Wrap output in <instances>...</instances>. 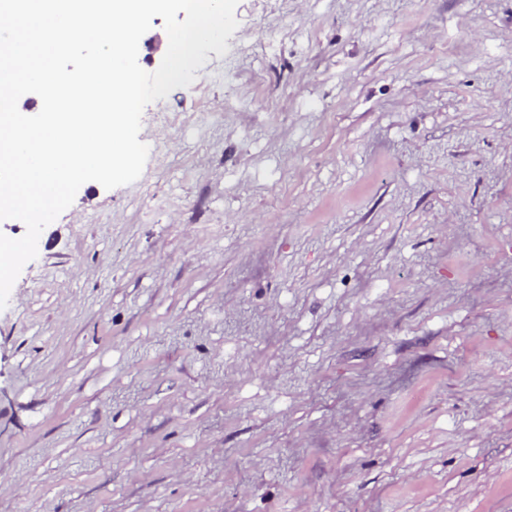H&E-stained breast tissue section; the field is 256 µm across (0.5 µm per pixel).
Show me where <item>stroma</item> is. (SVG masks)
<instances>
[{
    "mask_svg": "<svg viewBox=\"0 0 512 512\" xmlns=\"http://www.w3.org/2000/svg\"><path fill=\"white\" fill-rule=\"evenodd\" d=\"M0 310V512H512V0H239Z\"/></svg>",
    "mask_w": 512,
    "mask_h": 512,
    "instance_id": "obj_1",
    "label": "stroma"
}]
</instances>
